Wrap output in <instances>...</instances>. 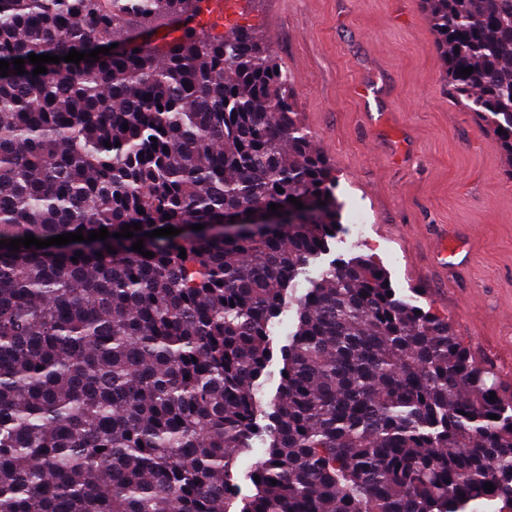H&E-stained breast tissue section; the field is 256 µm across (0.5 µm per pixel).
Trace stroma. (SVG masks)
I'll return each instance as SVG.
<instances>
[{
  "label": "stroma",
  "instance_id": "obj_1",
  "mask_svg": "<svg viewBox=\"0 0 512 512\" xmlns=\"http://www.w3.org/2000/svg\"><path fill=\"white\" fill-rule=\"evenodd\" d=\"M241 2L238 21L203 11L195 23L216 36L239 23L271 42L336 169L332 256L379 265L512 394V162L445 83L420 0ZM364 86L380 98L361 97ZM358 211L369 231L355 243ZM443 241L459 248L446 262Z\"/></svg>",
  "mask_w": 512,
  "mask_h": 512
}]
</instances>
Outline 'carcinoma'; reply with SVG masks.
Here are the masks:
<instances>
[{"label": "carcinoma", "mask_w": 512, "mask_h": 512, "mask_svg": "<svg viewBox=\"0 0 512 512\" xmlns=\"http://www.w3.org/2000/svg\"><path fill=\"white\" fill-rule=\"evenodd\" d=\"M200 2L0 0V240L111 233L0 248V512H505L512 397L365 257L294 298L287 376L263 400L270 327L341 204L263 34L133 43L131 25ZM422 5L445 81L512 162V0ZM115 43L38 76L28 60ZM272 203L296 222L248 221ZM167 225L181 233L147 237ZM263 448V444L259 440H256L253 443L252 450L248 453L240 455L238 458L237 469L240 474L239 486L241 496L250 495L253 490L251 482L245 476L249 471V468L254 459L263 453Z\"/></svg>", "instance_id": "carcinoma-1"}]
</instances>
